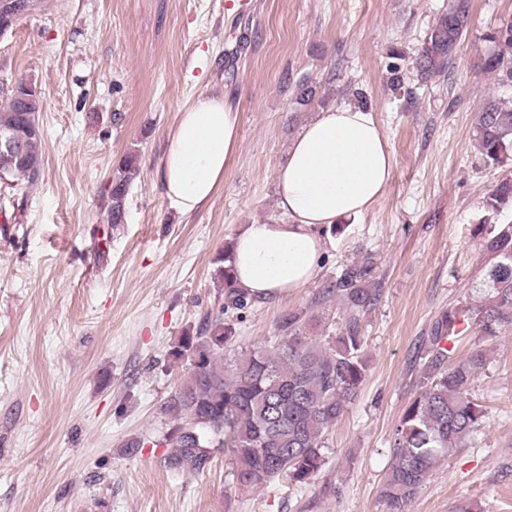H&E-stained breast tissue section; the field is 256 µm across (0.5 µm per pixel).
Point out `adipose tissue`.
<instances>
[{
    "label": "adipose tissue",
    "mask_w": 512,
    "mask_h": 512,
    "mask_svg": "<svg viewBox=\"0 0 512 512\" xmlns=\"http://www.w3.org/2000/svg\"><path fill=\"white\" fill-rule=\"evenodd\" d=\"M239 115L224 95L203 94L179 113L160 163L165 195L181 214L205 206L238 148ZM392 177L389 143L355 106L305 124L276 175L282 219L250 224L233 240L237 285L276 299L309 285L332 225L378 204Z\"/></svg>",
    "instance_id": "1"
}]
</instances>
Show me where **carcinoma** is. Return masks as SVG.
<instances>
[{"mask_svg": "<svg viewBox=\"0 0 512 512\" xmlns=\"http://www.w3.org/2000/svg\"><path fill=\"white\" fill-rule=\"evenodd\" d=\"M471 0H450L426 35L416 58L420 80L448 72L470 24ZM489 48L479 69L495 74L512 87V17L485 36ZM42 99L14 107L0 103V130L12 128L24 136L20 161L4 171L10 186L34 183L42 175L43 129L26 130L28 118L41 112ZM474 140L487 166L512 161V98L488 97L478 112ZM140 175L137 157L126 154L108 190V223L121 224L130 185ZM492 213L512 210V178L497 182L487 194ZM488 270L484 300L466 312L475 328L495 336L512 326V223L480 224ZM224 285V302L184 330L169 357L188 366L181 385L164 403L170 417L163 443L169 463L198 471L217 453L232 461L236 488L249 490L279 478L308 485L326 464L324 436L342 417L363 385L370 365L364 353L366 316L381 299L376 254L341 267L322 291L344 311L334 336H312L304 312L280 318L279 340L270 346L237 350V330L230 312L245 308L252 298L237 288L229 248L214 261ZM461 313L450 309L435 317L419 356V391L406 406L391 444V461L380 488L387 512H408L410 504L442 461L464 445L485 421V412L469 397L485 353L452 359Z\"/></svg>", "mask_w": 512, "mask_h": 512, "instance_id": "carcinoma-1", "label": "carcinoma"}]
</instances>
